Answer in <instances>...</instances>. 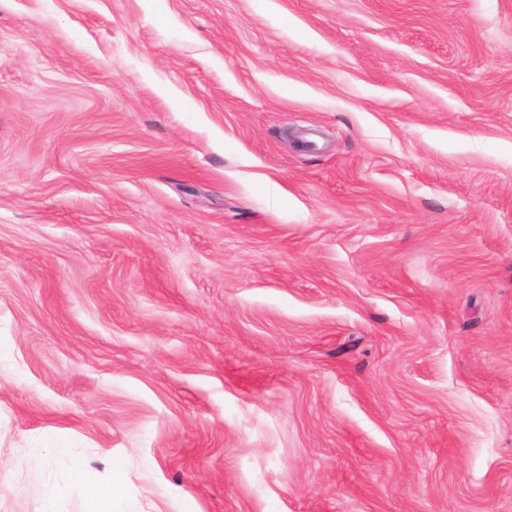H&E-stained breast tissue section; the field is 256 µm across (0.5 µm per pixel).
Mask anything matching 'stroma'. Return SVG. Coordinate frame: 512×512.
<instances>
[{"instance_id": "35a3bbf8", "label": "stroma", "mask_w": 512, "mask_h": 512, "mask_svg": "<svg viewBox=\"0 0 512 512\" xmlns=\"http://www.w3.org/2000/svg\"><path fill=\"white\" fill-rule=\"evenodd\" d=\"M512 512V0H0V512Z\"/></svg>"}]
</instances>
